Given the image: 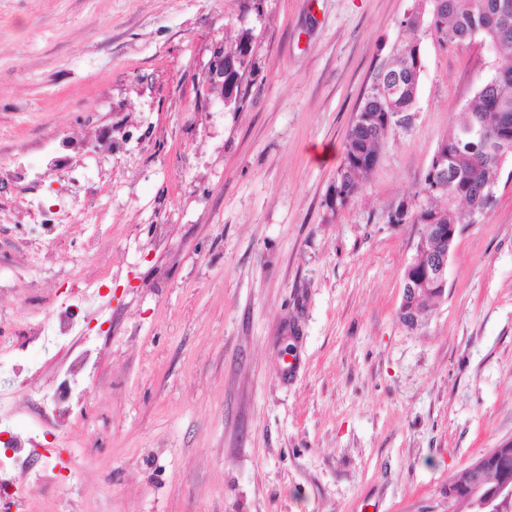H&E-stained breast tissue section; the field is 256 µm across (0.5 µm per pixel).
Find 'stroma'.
I'll return each mask as SVG.
<instances>
[{
	"instance_id": "stroma-1",
	"label": "stroma",
	"mask_w": 512,
	"mask_h": 512,
	"mask_svg": "<svg viewBox=\"0 0 512 512\" xmlns=\"http://www.w3.org/2000/svg\"><path fill=\"white\" fill-rule=\"evenodd\" d=\"M418 4L0 0V164L31 183L0 178V327L36 366L23 387L0 373L18 438L60 367L26 326L99 291L70 466L23 512H468L449 482L512 442V159L414 331L397 310L418 227L388 214L508 58L403 27ZM244 30L231 112L206 70ZM409 41L411 120L331 210L358 106ZM56 204L69 222L43 225Z\"/></svg>"
}]
</instances>
